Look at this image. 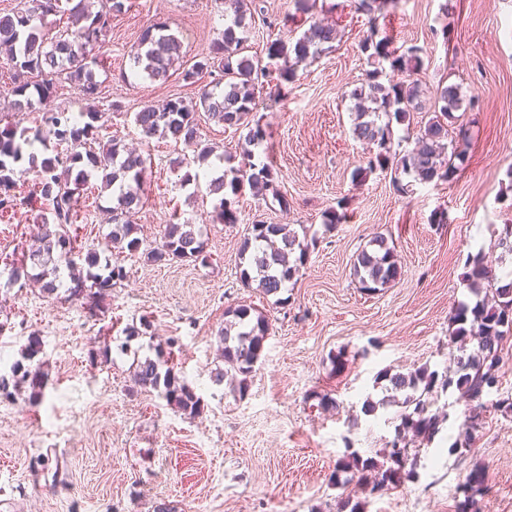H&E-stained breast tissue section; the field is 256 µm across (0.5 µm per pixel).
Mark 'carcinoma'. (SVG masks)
<instances>
[{"instance_id":"cac0c4a2","label":"carcinoma","mask_w":512,"mask_h":512,"mask_svg":"<svg viewBox=\"0 0 512 512\" xmlns=\"http://www.w3.org/2000/svg\"><path fill=\"white\" fill-rule=\"evenodd\" d=\"M356 2V9L369 16L370 33L360 49L372 70L367 73L365 84L351 93V132L354 139L373 148V155L367 166L354 171V179L363 180L374 170L389 165L394 169L393 186L399 193L409 188L403 183L404 176L420 183L451 181L458 170L455 161L464 160L469 144L467 131L462 127L454 129L455 113L465 104L461 87L442 83L432 91L423 87L418 78L424 66L423 49L417 45L397 48L389 38L378 37L375 13L382 10L384 0ZM65 3L70 0H20L18 11L0 16V50L6 53L8 65L14 71V110L34 109L32 97H52L56 82L62 80L77 85L86 100L98 99L99 85L91 70L95 57L91 52L112 14L125 8V0H100L96 11L86 0H78L69 9L63 7ZM220 5L224 14L232 17V24L218 32L212 45V53L220 58L224 86L218 90L205 88L194 101L170 99L160 107L146 102L134 113L133 120L145 137L170 138L192 150L194 158L202 162L213 155V147L201 138V119L239 131L243 156L250 159L248 168L230 166L209 182V193L219 196L215 206L219 219L235 224L233 196L244 187L262 189L279 197L271 160L251 161L254 154L250 147L266 138L259 121L252 118L258 79L274 73L279 87L293 82L294 65L314 59L319 52L332 47L339 30L336 23L314 17L316 0H295L306 28L291 41L270 44L268 59L275 62L271 68L245 53L247 19L256 10L255 0H220ZM66 11L71 27L55 38L46 37L43 25L48 18ZM35 19L41 25L32 24ZM180 47L178 37L167 27L146 30L130 52L134 74L152 81L167 79L179 61ZM385 63L392 73L404 79L387 85L380 82ZM427 97L433 104L426 110L427 120L414 148L402 153L393 151V125H403L411 120V114L423 111ZM118 108L119 105L111 103L106 108L95 106L78 114L45 113L32 138L0 113V123H4L0 126V211L15 209L17 198L12 190L18 179L30 174L39 196L50 206V217H41L35 239L17 245L8 283L15 284L23 278L38 280L43 283L44 293L53 295L59 290L56 273L65 268L73 283L66 289L68 299L82 302L92 317L106 313V290L122 281L126 273L123 266L95 250L87 253L85 265L77 264L79 250L69 226L80 193L91 178L112 190V231L104 251L123 243L130 252L139 249L133 216L144 204L140 187L149 158L113 139L96 148L89 145ZM51 142L67 145L66 153L45 155ZM205 247L195 225L168 224L161 241L141 252V257L150 264L196 261L206 258ZM308 249L309 244L299 239L288 224H253L239 248L240 280L247 287L257 284L266 296H277L299 272ZM467 264L466 280L477 300L472 306L459 305L452 318V337L462 343L469 339L477 343L470 349L459 347L456 369L449 374L426 367L406 374L381 373L379 378L389 383V390L402 396L394 436L386 443L382 459L364 458L353 452L337 466V471L350 474L349 481L372 494L413 478L415 457L410 454L408 435L430 438L438 432L441 418L434 409V394L454 388L467 407L460 433L462 440L455 444L458 449L470 447L471 432L484 408L482 398L497 388L496 369L503 341L512 332V279L494 281L479 253L468 255ZM354 274L366 292L380 291L397 279L400 269L394 248L385 237H374L370 248L358 254ZM224 316V328L218 334L224 357L220 377L229 379L233 389L242 394L261 359L270 324L262 312L246 304L227 310ZM42 347L40 337L27 338L22 359L12 364L9 376L0 375V398L11 399L16 391L26 389L29 404L36 406L41 402L47 374L41 370V364L35 365L33 361L42 353ZM132 368L135 386L157 391L167 404L185 415L194 418L202 414V398L181 376L171 355L158 350L154 358L137 356ZM485 491L484 472L471 470L461 486L464 500L459 503L458 512H467L469 505Z\"/></svg>"}]
</instances>
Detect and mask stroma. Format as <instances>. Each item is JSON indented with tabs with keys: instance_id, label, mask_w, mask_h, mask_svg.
Listing matches in <instances>:
<instances>
[{
	"instance_id": "35a3bbf8",
	"label": "stroma",
	"mask_w": 512,
	"mask_h": 512,
	"mask_svg": "<svg viewBox=\"0 0 512 512\" xmlns=\"http://www.w3.org/2000/svg\"><path fill=\"white\" fill-rule=\"evenodd\" d=\"M323 4L340 24L333 47L298 64L286 95L271 81L255 89L254 111L268 138L254 155L270 156L280 195L243 190L234 224L217 219V198L206 183H184L196 169L191 151L144 137L133 121L145 101L191 100L219 80L216 67L191 82L182 77L209 55L225 26L215 0H127L113 15L93 74L100 103L121 109L98 139L120 140L151 159L144 205L134 217L143 247L155 246L169 221L189 222L201 230L208 259L152 265L114 252L127 276L109 290V309L99 318L39 288L8 284L7 256L48 211L32 179L18 181L24 205L0 214V352L7 358L0 373L34 334L43 341L49 382L39 406L22 393L0 401V512L8 501L16 512H154L161 504L171 512H340L347 496L364 500L365 512H456L458 487L476 466L488 493L472 512H512V414L494 407L512 397V335L498 368L499 391L484 396L469 451L452 448L465 406L451 389L436 401L446 415L439 432L411 446L416 478L369 496L332 482L348 450L377 459L394 436L399 407L380 371L455 369L452 317L459 304L476 301L465 279L467 255L483 254L494 277L512 271V255L499 245L512 225V0H397L379 14L380 35L424 49L423 85L455 83L479 99L478 109L462 116L471 146L455 179L415 183L404 194L387 171L352 177L368 157L352 137L349 113L350 94L366 79L360 44L368 18L354 0ZM257 6L246 46L262 58L268 43L287 37L296 7L294 0ZM161 24L181 42V67L163 83L134 76L129 60L141 34ZM200 132L215 152L213 175L223 170L218 155L243 162L235 129L205 120ZM111 205V192L90 181L71 227L82 246L104 244ZM332 209L342 220L329 229L324 214ZM438 214L443 222H435ZM251 224H287L312 242L285 291L287 303L239 279V246ZM377 235L393 247L401 275L369 293L353 264ZM245 303L267 316L270 334L241 394L216 374L224 366V313ZM144 320L146 335L126 341L124 328ZM172 338L174 362L205 405L195 418L132 383L134 357L155 355ZM103 346L109 361H91L90 350ZM323 394L335 407L320 405ZM368 400L376 406L371 415L362 412Z\"/></svg>"
}]
</instances>
